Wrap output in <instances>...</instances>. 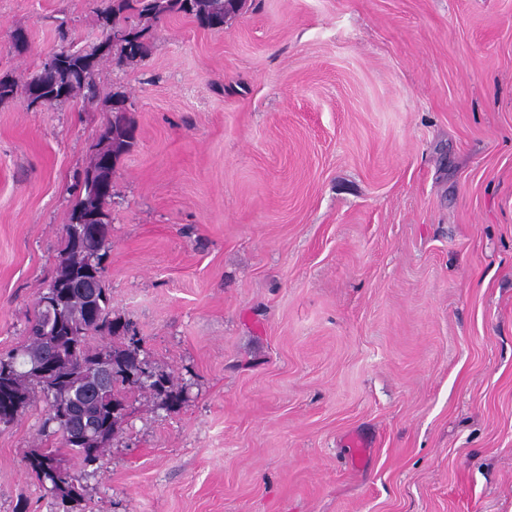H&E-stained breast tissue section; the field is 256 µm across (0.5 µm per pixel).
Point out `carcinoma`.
<instances>
[{"mask_svg": "<svg viewBox=\"0 0 512 512\" xmlns=\"http://www.w3.org/2000/svg\"><path fill=\"white\" fill-rule=\"evenodd\" d=\"M247 0H108L100 11L104 27L105 47H97L84 55L58 48L55 66L49 70L40 65L25 83V93L41 87L44 104L59 102L55 87L63 85L68 97L84 92L94 97L97 85L94 72L100 59L110 55L117 66L143 59L147 52L148 28L142 21H158L167 16L188 15L201 27L224 29V17L241 11ZM129 101L122 91L109 97L110 116L102 127L96 152L114 155L120 160L137 144L136 127L120 105ZM112 190L90 199L89 192L79 198L72 209L70 223L64 225V246L56 275L50 286L59 288L57 308L41 307L43 295L35 301V313L26 330L25 344L18 348L32 364L53 361L56 370L50 375L17 370L0 374V408L17 403L16 416H21L36 393L46 403L42 429L52 433L71 430L72 438H61L56 449L35 448L26 458L28 471L51 494L62 512H84L82 485L70 467L58 470L42 468L40 458L56 456L64 449L82 466L91 459H100L112 437L121 427L122 417L115 409L126 404L127 394L136 389H148L160 397L163 404L175 410L184 403V390L166 374H153L149 384L135 377L140 357L139 343L127 335L128 323L112 317L110 297L105 287L104 250L112 221L102 225L98 240L79 238L72 222L84 216L87 205L97 214L111 217L109 204ZM98 252V262L89 265L88 256ZM110 338L104 347H93L90 338Z\"/></svg>", "mask_w": 512, "mask_h": 512, "instance_id": "carcinoma-1", "label": "carcinoma"}]
</instances>
